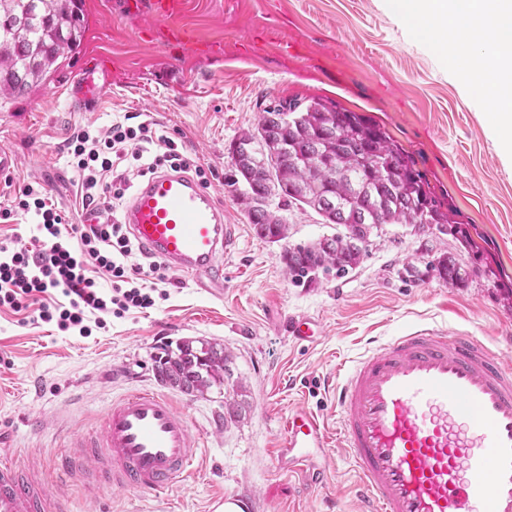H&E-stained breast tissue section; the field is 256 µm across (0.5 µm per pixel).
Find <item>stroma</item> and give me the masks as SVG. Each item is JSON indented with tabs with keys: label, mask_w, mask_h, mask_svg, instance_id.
Wrapping results in <instances>:
<instances>
[{
	"label": "stroma",
	"mask_w": 512,
	"mask_h": 512,
	"mask_svg": "<svg viewBox=\"0 0 512 512\" xmlns=\"http://www.w3.org/2000/svg\"><path fill=\"white\" fill-rule=\"evenodd\" d=\"M126 2L84 0L88 24L78 52L26 98L0 107V148L18 157L8 179L0 178V207L16 187L37 183L69 223L83 224L67 140L80 128L128 116L150 123L205 169L235 227L224 254V293L213 296L173 273L166 299L108 317L87 337L39 321L31 309H0V449L40 475L69 512H208L216 496L247 512H360L342 449L316 457L328 475L322 487L278 469L281 426L305 406L335 429L340 370L372 341L409 327L465 333L512 360V161L495 144L491 110L467 98L461 64L414 37L384 0H187L185 43L167 41L148 8L132 13ZM95 55L109 60L112 87L97 110L78 112L66 85ZM314 99L382 126L471 247L452 232L383 224L359 267L294 284L280 259L284 246L317 241L336 226L289 207L282 212L285 242H266L225 179L234 172L230 143L264 108ZM447 252L471 269L465 284L429 272ZM410 264L418 276L407 273ZM297 320L316 323L313 340L292 337ZM184 338L222 343L231 382L202 395L162 386L154 360ZM145 389L170 397L200 437L191 478L149 496L114 488L90 495L80 483H58L60 458L99 432L112 399ZM233 398L243 411L228 423L224 402Z\"/></svg>",
	"instance_id": "35a3bbf8"
}]
</instances>
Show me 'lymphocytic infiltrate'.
Here are the masks:
<instances>
[{"instance_id": "f902f5d3", "label": "lymphocytic infiltrate", "mask_w": 512, "mask_h": 512, "mask_svg": "<svg viewBox=\"0 0 512 512\" xmlns=\"http://www.w3.org/2000/svg\"><path fill=\"white\" fill-rule=\"evenodd\" d=\"M153 142V131L145 122L135 126L116 122L97 132L84 128L68 139L65 151L81 177L83 209L107 215L106 223L88 225L79 236H72L65 212L42 190L30 184L19 188L11 208L0 211V218L29 216L35 245L30 248L16 239L0 238V308L18 311L26 303L37 304L42 322L86 337L92 327H105L106 316L121 318L131 310L155 305L166 267L156 260L146 266L139 263L137 245L116 218L130 188L121 166L133 158L140 161L143 175L162 165L191 168L200 177L205 171L192 165L170 138L162 141L163 153L145 160ZM101 275L110 281V291L100 288Z\"/></svg>"}]
</instances>
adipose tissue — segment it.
<instances>
[{"mask_svg": "<svg viewBox=\"0 0 512 512\" xmlns=\"http://www.w3.org/2000/svg\"><path fill=\"white\" fill-rule=\"evenodd\" d=\"M406 29L436 53L465 60L471 99L487 103L512 158V0H386Z\"/></svg>", "mask_w": 512, "mask_h": 512, "instance_id": "obj_1", "label": "adipose tissue"}]
</instances>
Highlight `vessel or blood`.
Segmentation results:
<instances>
[{
  "label": "vessel or blood",
  "mask_w": 512,
  "mask_h": 512,
  "mask_svg": "<svg viewBox=\"0 0 512 512\" xmlns=\"http://www.w3.org/2000/svg\"><path fill=\"white\" fill-rule=\"evenodd\" d=\"M112 70L84 60L69 84L74 107L97 109ZM121 221L149 254L213 291L224 282L232 235L203 182L156 169L138 182ZM338 426L301 406L285 420L279 467L326 482L315 455L337 445L357 474L363 512H512V363L472 337L404 332L372 349L336 385ZM199 446L162 393L112 401L100 436L86 442L98 487L141 494L186 480ZM0 512H64L63 502L11 460L0 461Z\"/></svg>",
  "instance_id": "b4317fda"
}]
</instances>
